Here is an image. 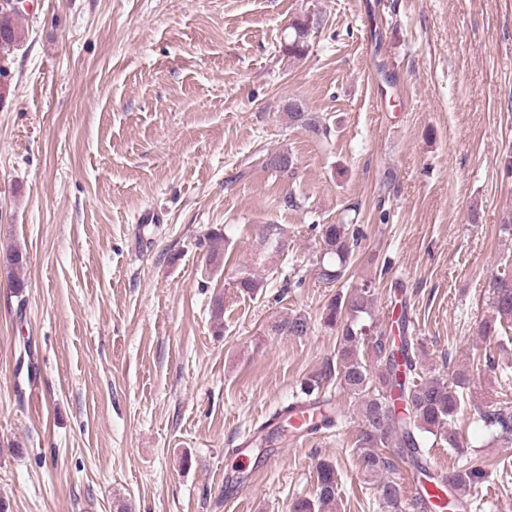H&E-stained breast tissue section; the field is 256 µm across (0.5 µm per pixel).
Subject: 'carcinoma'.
Wrapping results in <instances>:
<instances>
[{"label": "carcinoma", "instance_id": "carcinoma-1", "mask_svg": "<svg viewBox=\"0 0 512 512\" xmlns=\"http://www.w3.org/2000/svg\"><path fill=\"white\" fill-rule=\"evenodd\" d=\"M19 12H0V56L8 54L18 41L16 17ZM288 54H307L312 33L308 19L291 26ZM298 110L285 111L289 122L315 135H327L328 128L320 117L309 112L302 102ZM267 166L279 173L294 170L293 156L279 152L271 156ZM323 257L316 263V276L325 285L340 282L363 237L353 224H324L320 229ZM237 285L243 292L256 295L264 282L247 270L239 272ZM491 314L477 327L481 338L507 336L512 329V273L495 277ZM374 294L367 286L350 292H338L326 305L324 323L336 328L335 363L327 364L319 377L306 383L304 394L310 396L320 387L322 378L336 377L340 389L355 402L358 417L360 467L365 477L376 482L379 501L386 512H402L399 484L390 474L397 462L426 471L428 439L452 449L459 457L457 466L446 472L431 474L436 487L444 494V508L449 512H466L467 503L458 496L488 481L491 471L485 461L472 457L457 427V419L466 407L467 374L457 372L443 380L419 374L422 349L412 336H388L375 329L372 316ZM276 333L305 336L311 329L309 317L289 313L274 322ZM490 434L499 441L512 444V408H490L481 415ZM338 482L336 466L329 460L317 465V488L314 496L298 498L289 512H331L336 507Z\"/></svg>", "mask_w": 512, "mask_h": 512}]
</instances>
